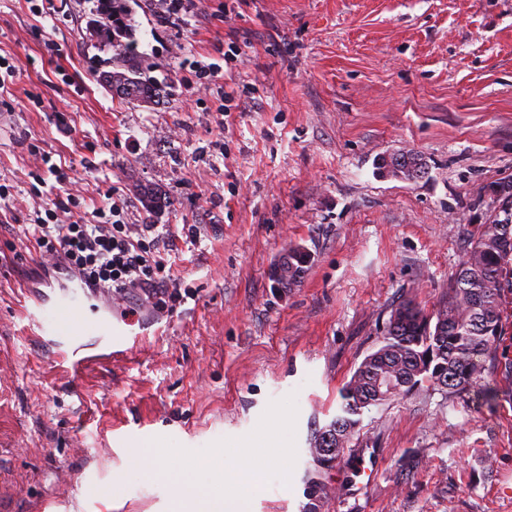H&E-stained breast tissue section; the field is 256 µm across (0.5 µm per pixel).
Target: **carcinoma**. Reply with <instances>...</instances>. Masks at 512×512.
<instances>
[{
  "label": "carcinoma",
  "mask_w": 512,
  "mask_h": 512,
  "mask_svg": "<svg viewBox=\"0 0 512 512\" xmlns=\"http://www.w3.org/2000/svg\"><path fill=\"white\" fill-rule=\"evenodd\" d=\"M96 34L112 49L115 70L100 76L110 91L129 100L152 102L159 90L143 75L133 43L122 45L111 31L132 36L134 24L112 0H105ZM383 168L415 180L423 159L413 152L391 155ZM501 212L479 225L470 247L448 284L445 301L432 311L411 299L392 309L377 348L365 356L342 388L341 413L313 429L309 455L322 470L334 468L358 432L364 411L383 407L424 389L462 396L490 374L491 354L504 335V303L512 294V181L499 184ZM310 253L288 249V286L301 283ZM305 512H322L329 497L319 481L308 480Z\"/></svg>",
  "instance_id": "obj_1"
}]
</instances>
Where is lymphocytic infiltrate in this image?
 <instances>
[{
    "label": "lymphocytic infiltrate",
    "mask_w": 512,
    "mask_h": 512,
    "mask_svg": "<svg viewBox=\"0 0 512 512\" xmlns=\"http://www.w3.org/2000/svg\"><path fill=\"white\" fill-rule=\"evenodd\" d=\"M110 204L93 210V222L74 220L75 196L58 197L44 206L42 215L23 229L5 225L8 233L22 231L39 254L36 277L73 280L90 292L107 296L116 304L132 303L151 314L172 311L182 299V284L169 270L165 243L175 233L161 235L153 224H127L110 184L104 190Z\"/></svg>",
    "instance_id": "f902f5d3"
}]
</instances>
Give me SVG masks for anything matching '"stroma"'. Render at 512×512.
Here are the masks:
<instances>
[{
	"label": "stroma",
	"instance_id": "obj_1",
	"mask_svg": "<svg viewBox=\"0 0 512 512\" xmlns=\"http://www.w3.org/2000/svg\"><path fill=\"white\" fill-rule=\"evenodd\" d=\"M124 2L156 105L100 82L112 52L94 35L97 0H0V56L16 67L0 125L6 217L26 223L77 192L87 220L98 184L120 183L124 223L200 225L172 265L192 295L143 347L74 378L55 337L28 328L35 266L0 235V512H171L172 488L132 462L139 441L200 451L246 436L290 394L291 482L265 484L252 512H303L311 431L335 416L392 308L443 302L512 180V0H198L176 21L160 0ZM213 66L222 76L202 85ZM32 142L94 168L57 182ZM399 150L425 160L420 178L379 170ZM292 246L312 261L288 288L272 267ZM508 359L512 324L466 395L364 413L347 464L320 473L325 512H512Z\"/></svg>",
	"mask_w": 512,
	"mask_h": 512
}]
</instances>
